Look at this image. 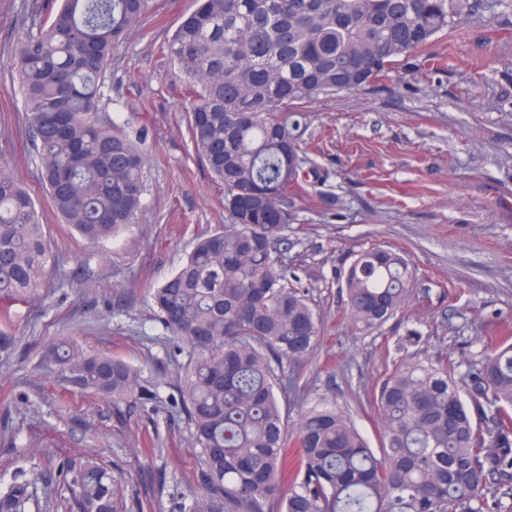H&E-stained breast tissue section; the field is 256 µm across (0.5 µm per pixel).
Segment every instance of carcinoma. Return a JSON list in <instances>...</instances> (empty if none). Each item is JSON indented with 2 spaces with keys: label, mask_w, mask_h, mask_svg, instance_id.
Segmentation results:
<instances>
[{
  "label": "carcinoma",
  "mask_w": 512,
  "mask_h": 512,
  "mask_svg": "<svg viewBox=\"0 0 512 512\" xmlns=\"http://www.w3.org/2000/svg\"><path fill=\"white\" fill-rule=\"evenodd\" d=\"M154 0H62L48 24L9 49L42 183L56 217L88 244L119 237L144 201L140 139L100 123L112 51ZM477 0H198L159 53L179 71L199 159L224 186L226 221L200 236L152 300L185 345L169 402L199 450L198 491L173 512H512V339L457 363L411 357L370 403L374 451L334 403L306 406L298 365L314 352L317 314L276 264L305 184L304 104L363 90L399 58L478 11ZM50 247L34 199L0 166V300L39 288ZM397 251L354 255L343 281L350 322L381 328L414 292ZM42 374L65 394L156 412L167 382L120 358L58 338ZM299 405L294 427L278 395ZM74 512H128L121 478L89 457L62 464ZM37 492L23 471L0 512Z\"/></svg>",
  "instance_id": "carcinoma-1"
}]
</instances>
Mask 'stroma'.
Instances as JSON below:
<instances>
[{
  "mask_svg": "<svg viewBox=\"0 0 512 512\" xmlns=\"http://www.w3.org/2000/svg\"><path fill=\"white\" fill-rule=\"evenodd\" d=\"M59 5L0 0V161L38 204L54 257L46 284L7 302L0 318L18 343L13 358L0 359V486L39 462L92 455L124 477L131 512H171L199 467L179 415L62 396L39 362L44 343L69 336L134 365H160L177 383L178 351L150 293L198 236L224 222V190L194 154L183 118L189 96L158 52L196 0H157L112 52L98 117L120 116L126 131L144 136L147 190L136 224L98 247L54 215L12 77L9 46ZM429 51L427 72L418 57L405 58L374 87L306 105L315 175L282 246L283 264L323 322L299 369L305 394L348 407L374 448L368 401L395 363L457 361L512 333V0H481ZM376 245L401 250L416 288L403 312L369 333L347 319L341 278L353 252ZM34 437L39 448L23 453Z\"/></svg>",
  "mask_w": 512,
  "mask_h": 512,
  "instance_id": "stroma-1",
  "label": "stroma"
}]
</instances>
